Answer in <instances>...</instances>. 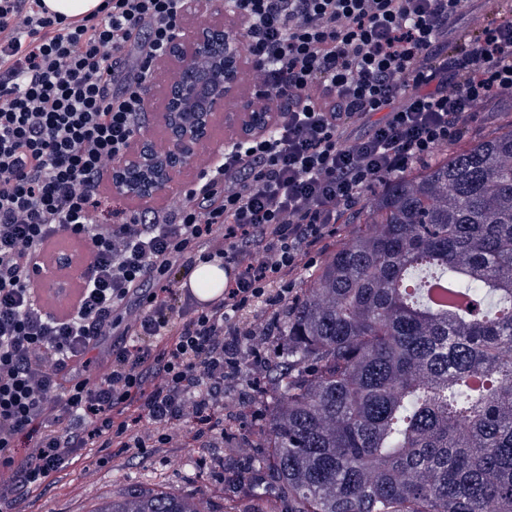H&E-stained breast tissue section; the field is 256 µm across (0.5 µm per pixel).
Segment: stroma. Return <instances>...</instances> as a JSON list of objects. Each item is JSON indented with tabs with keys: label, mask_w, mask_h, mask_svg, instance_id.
Instances as JSON below:
<instances>
[{
	"label": "stroma",
	"mask_w": 512,
	"mask_h": 512,
	"mask_svg": "<svg viewBox=\"0 0 512 512\" xmlns=\"http://www.w3.org/2000/svg\"><path fill=\"white\" fill-rule=\"evenodd\" d=\"M62 252L81 259L87 254L85 245L66 232L49 245L47 286L42 294L55 310L68 306L77 287L75 267L56 265ZM276 343V337H265L260 366L241 370L224 382V417L238 428L231 445L201 448L183 439L139 454L88 448L80 452L74 465L21 498L9 512H94L103 499L134 487L200 498L214 512H222L225 499L245 497L255 481L251 465L260 452L257 432L268 420L261 390L268 384Z\"/></svg>",
	"instance_id": "35a3bbf8"
}]
</instances>
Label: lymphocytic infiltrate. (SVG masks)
<instances>
[{"mask_svg": "<svg viewBox=\"0 0 512 512\" xmlns=\"http://www.w3.org/2000/svg\"><path fill=\"white\" fill-rule=\"evenodd\" d=\"M183 2L103 0L69 22L42 0H0V505L85 448L223 440L224 381L242 345L262 348L252 310L286 307L376 183L512 92V10L452 43L468 0H226L245 23L242 78L277 123L162 210L107 202ZM63 231L88 253L57 313L31 272ZM201 263L226 278L206 303L178 288ZM109 334V365L88 378ZM22 440L33 447L18 458Z\"/></svg>", "mask_w": 512, "mask_h": 512, "instance_id": "lymphocytic-infiltrate-1", "label": "lymphocytic infiltrate"}]
</instances>
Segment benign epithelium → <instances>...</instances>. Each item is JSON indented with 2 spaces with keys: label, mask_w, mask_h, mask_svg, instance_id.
Listing matches in <instances>:
<instances>
[{
  "label": "benign epithelium",
  "mask_w": 512,
  "mask_h": 512,
  "mask_svg": "<svg viewBox=\"0 0 512 512\" xmlns=\"http://www.w3.org/2000/svg\"><path fill=\"white\" fill-rule=\"evenodd\" d=\"M183 18L201 22L180 26L167 70L179 74L168 84L156 113L162 137L139 136L112 159V189L150 203L211 143L219 119L233 124L236 137L266 133L274 108L257 91H243L242 47L230 34L213 0H186Z\"/></svg>",
  "instance_id": "obj_1"
}]
</instances>
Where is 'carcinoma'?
Instances as JSON below:
<instances>
[{
  "label": "carcinoma",
  "mask_w": 512,
  "mask_h": 512,
  "mask_svg": "<svg viewBox=\"0 0 512 512\" xmlns=\"http://www.w3.org/2000/svg\"><path fill=\"white\" fill-rule=\"evenodd\" d=\"M255 502L512 512V129L366 201L284 308ZM95 512H202L131 490Z\"/></svg>",
  "instance_id": "1"
}]
</instances>
